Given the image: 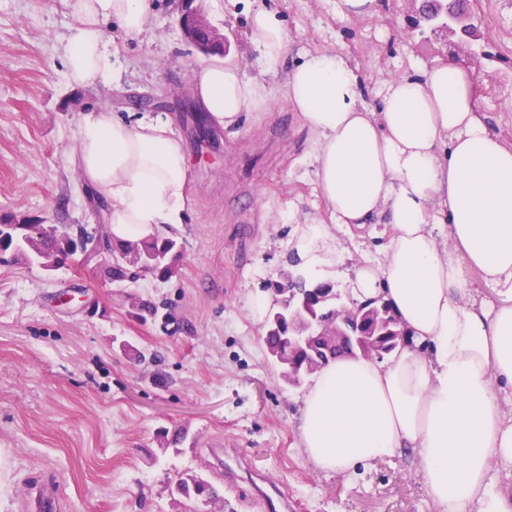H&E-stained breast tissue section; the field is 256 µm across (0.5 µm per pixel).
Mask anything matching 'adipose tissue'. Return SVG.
Instances as JSON below:
<instances>
[{
  "mask_svg": "<svg viewBox=\"0 0 512 512\" xmlns=\"http://www.w3.org/2000/svg\"><path fill=\"white\" fill-rule=\"evenodd\" d=\"M70 84L113 78L110 24L144 31L149 0H70ZM266 68L289 43L282 16L246 11ZM208 121L238 132L273 96L234 58L193 66ZM282 95L313 135L311 165L328 224L298 225L283 241L296 270L321 279L336 259V229L391 225L377 257L349 276L354 303L391 305L405 342L386 360L341 357L302 396L301 448L319 470L355 472L410 448L436 512H512V147L479 107L473 71L444 60L390 80L378 111L360 99L345 54L309 52ZM73 163L107 204L113 241L173 235L190 209L187 154L168 116L82 113ZM495 286L481 297L470 273Z\"/></svg>",
  "mask_w": 512,
  "mask_h": 512,
  "instance_id": "ef3b65f1",
  "label": "adipose tissue"
}]
</instances>
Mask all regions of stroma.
Segmentation results:
<instances>
[{"label": "stroma", "mask_w": 512, "mask_h": 512, "mask_svg": "<svg viewBox=\"0 0 512 512\" xmlns=\"http://www.w3.org/2000/svg\"><path fill=\"white\" fill-rule=\"evenodd\" d=\"M336 0H202L208 21L248 74L277 100L251 113L240 133L217 128L200 144L192 64L200 54L175 23L174 0H152L144 33L108 34L120 80L73 86L62 50L73 36L66 0H0V216L27 224L93 228L103 202L71 163L81 113L125 112L128 93L163 102L190 162L192 213L177 234L183 258L168 282L140 279L137 295L162 304L146 323L129 313L101 259L83 270L0 264V512H21L23 492L55 482L66 512H182L170 487L195 470L223 482L212 447L232 445L241 467L284 486L294 512H435L417 462L406 456L327 475L299 444L303 388L280 380L263 343L264 320L245 300L289 270L277 246L294 220L328 221L313 173L301 160L309 134L281 100L286 68L313 51H345L359 91L377 108L387 80L414 61L448 55L450 36L406 29L405 0L345 19ZM280 12L290 34L280 68L265 69L246 6ZM184 429L162 450L159 428Z\"/></svg>", "instance_id": "stroma-1"}]
</instances>
